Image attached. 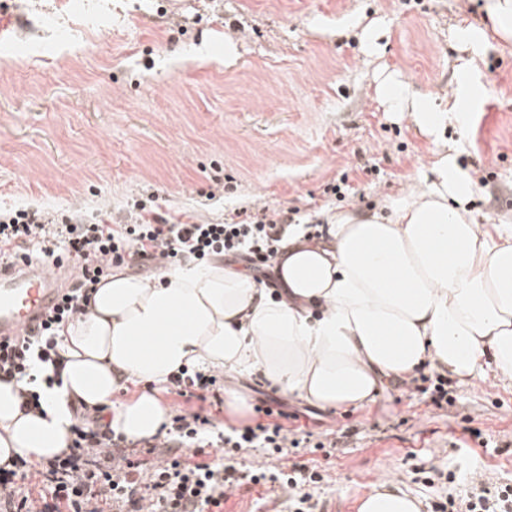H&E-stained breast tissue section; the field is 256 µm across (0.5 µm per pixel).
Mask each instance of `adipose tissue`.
I'll return each mask as SVG.
<instances>
[{
    "instance_id": "ef3b65f1",
    "label": "adipose tissue",
    "mask_w": 512,
    "mask_h": 512,
    "mask_svg": "<svg viewBox=\"0 0 512 512\" xmlns=\"http://www.w3.org/2000/svg\"><path fill=\"white\" fill-rule=\"evenodd\" d=\"M382 90L429 134L448 118L411 89ZM453 167L440 155L425 187L334 214L327 240L289 236L274 296L220 259L154 283L114 271L64 329L63 384L45 391L43 413L24 414L18 385L0 381V465L59 454L70 403L113 406L126 384L160 387L185 367L259 372L322 408L362 406L426 362L463 381L512 378V225L476 223ZM114 408L111 428L133 441L167 421L149 392ZM358 512L420 508L393 482Z\"/></svg>"
}]
</instances>
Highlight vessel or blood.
I'll list each match as a JSON object with an SVG mask.
<instances>
[{
	"label": "vessel or blood",
	"instance_id": "vessel-or-blood-1",
	"mask_svg": "<svg viewBox=\"0 0 512 512\" xmlns=\"http://www.w3.org/2000/svg\"><path fill=\"white\" fill-rule=\"evenodd\" d=\"M71 282V275H53L39 263L0 262V342L37 329Z\"/></svg>",
	"mask_w": 512,
	"mask_h": 512
}]
</instances>
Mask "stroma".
<instances>
[{
	"label": "stroma",
	"instance_id": "stroma-1",
	"mask_svg": "<svg viewBox=\"0 0 512 512\" xmlns=\"http://www.w3.org/2000/svg\"><path fill=\"white\" fill-rule=\"evenodd\" d=\"M486 0H0L25 25L0 41V209L127 224L140 207L182 222L296 210L304 224L367 212L431 182L441 153L471 179L480 224H512V43ZM408 84L433 111L481 90L440 140L391 110L378 85ZM376 165L372 174L363 169ZM347 178L345 197L328 183ZM242 399L210 413L253 424L259 401L299 413L314 440L285 473L318 469L321 512H358L399 483L423 507L460 499L480 476L512 488V380L449 379L450 402L404 386L357 409L310 408L258 374L224 377ZM224 512H291L288 495L244 482Z\"/></svg>",
	"mask_w": 512,
	"mask_h": 512
}]
</instances>
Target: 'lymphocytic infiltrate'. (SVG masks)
<instances>
[{
	"label": "lymphocytic infiltrate",
	"mask_w": 512,
	"mask_h": 512,
	"mask_svg": "<svg viewBox=\"0 0 512 512\" xmlns=\"http://www.w3.org/2000/svg\"><path fill=\"white\" fill-rule=\"evenodd\" d=\"M294 219L279 209L262 217L224 224H182L159 213L133 224H85L76 217L56 221L34 211L0 213V251L22 259L39 257L48 267L70 263L75 281L36 335L0 346V380L20 383L24 411H39L42 386L60 383V333L86 312L101 279L115 267L163 270L184 262L221 257L240 262L263 287L276 285L271 261ZM262 421L229 431L209 415L178 409L162 439L145 443L134 458L123 435L101 411L77 407L67 446L39 464L20 457L0 467V512H222L244 476L235 465L204 462L209 448L234 451L299 447L270 407L257 408ZM192 450L197 462L169 456L170 447Z\"/></svg>",
	"instance_id": "f902f5d3"
}]
</instances>
